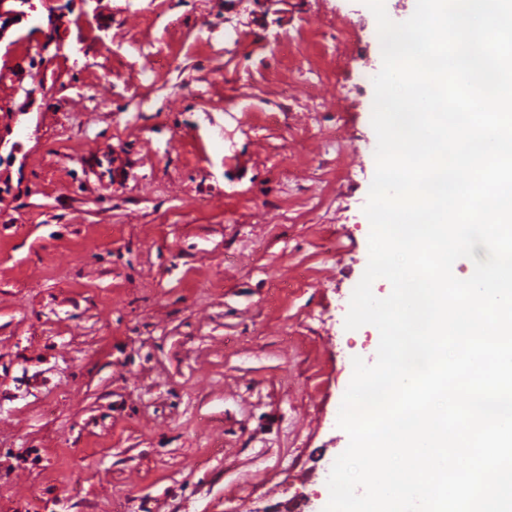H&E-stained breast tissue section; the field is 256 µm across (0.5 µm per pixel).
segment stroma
Masks as SVG:
<instances>
[{"mask_svg": "<svg viewBox=\"0 0 512 512\" xmlns=\"http://www.w3.org/2000/svg\"><path fill=\"white\" fill-rule=\"evenodd\" d=\"M35 4L0 62V512H324L380 340L345 327L373 13ZM114 164L111 153H96L93 156L92 169L100 181L112 184V177L120 171V166Z\"/></svg>", "mask_w": 512, "mask_h": 512, "instance_id": "stroma-1", "label": "stroma"}]
</instances>
